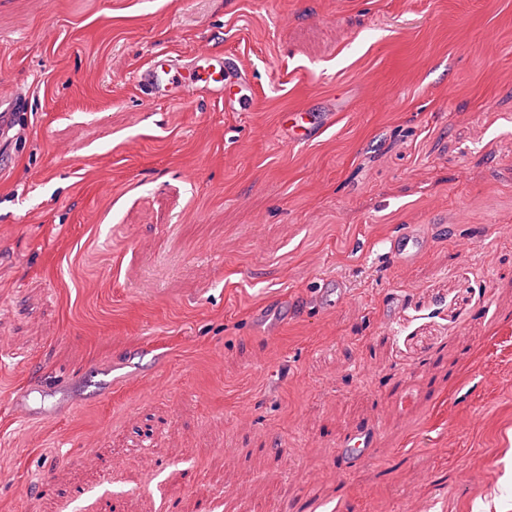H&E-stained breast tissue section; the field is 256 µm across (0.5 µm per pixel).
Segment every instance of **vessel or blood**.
Segmentation results:
<instances>
[{
  "instance_id": "b4317fda",
  "label": "vessel or blood",
  "mask_w": 512,
  "mask_h": 512,
  "mask_svg": "<svg viewBox=\"0 0 512 512\" xmlns=\"http://www.w3.org/2000/svg\"><path fill=\"white\" fill-rule=\"evenodd\" d=\"M245 80L246 75L242 68L229 57L219 58L213 67L196 62L179 66L170 55L161 53L138 68L135 73L137 87L152 99L175 100L182 97L186 89L198 82H205L209 90L223 98L224 109L228 112H248L255 109L256 96L243 98L236 93ZM344 109V102H336L334 107L320 113L318 121L315 122L308 121L306 109L292 112L294 125L300 130V140L315 139L324 128L335 123ZM429 246V238L411 228L392 237L390 255L400 265L410 267L419 261ZM376 431V425H367L356 435L341 438L338 446L346 457L367 456L373 446Z\"/></svg>"
}]
</instances>
